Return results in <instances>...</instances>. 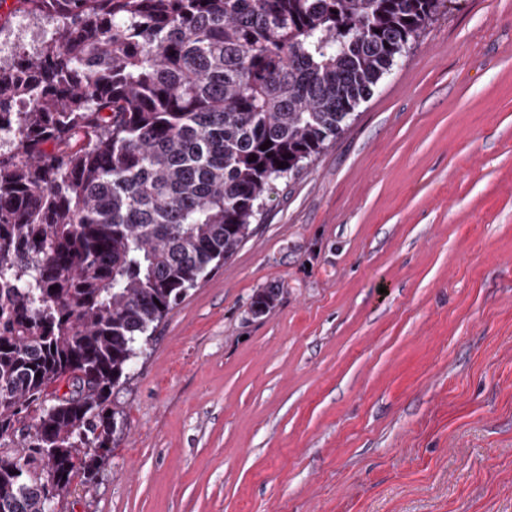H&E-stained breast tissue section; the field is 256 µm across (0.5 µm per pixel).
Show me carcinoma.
<instances>
[{
  "mask_svg": "<svg viewBox=\"0 0 512 512\" xmlns=\"http://www.w3.org/2000/svg\"><path fill=\"white\" fill-rule=\"evenodd\" d=\"M30 2L52 28L0 55V512L94 479L145 341L456 0Z\"/></svg>",
  "mask_w": 512,
  "mask_h": 512,
  "instance_id": "1",
  "label": "carcinoma"
}]
</instances>
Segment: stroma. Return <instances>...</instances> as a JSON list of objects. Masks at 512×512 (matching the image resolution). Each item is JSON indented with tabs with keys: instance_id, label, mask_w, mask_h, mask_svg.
<instances>
[{
	"instance_id": "35a3bbf8",
	"label": "stroma",
	"mask_w": 512,
	"mask_h": 512,
	"mask_svg": "<svg viewBox=\"0 0 512 512\" xmlns=\"http://www.w3.org/2000/svg\"><path fill=\"white\" fill-rule=\"evenodd\" d=\"M111 401L62 512H512V0L427 25Z\"/></svg>"
}]
</instances>
